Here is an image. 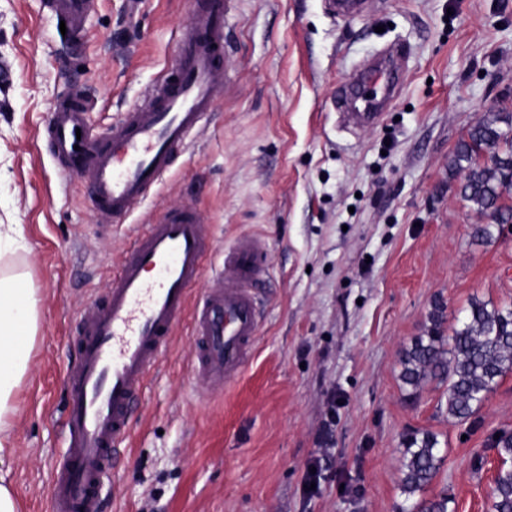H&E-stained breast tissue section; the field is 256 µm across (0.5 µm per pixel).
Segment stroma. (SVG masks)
Returning a JSON list of instances; mask_svg holds the SVG:
<instances>
[{
    "instance_id": "1",
    "label": "stroma",
    "mask_w": 512,
    "mask_h": 512,
    "mask_svg": "<svg viewBox=\"0 0 512 512\" xmlns=\"http://www.w3.org/2000/svg\"><path fill=\"white\" fill-rule=\"evenodd\" d=\"M204 2L93 0L76 34L47 0H0V65L14 72L0 83V224L22 235L0 265L40 298L10 427L20 512H48L84 310L105 303L137 226L182 206L204 217L213 267L237 239L263 240L261 326L240 377L219 387L194 375L198 342L180 320L129 408L99 512H399L416 429L444 449L431 494H448L449 512H487L512 372L464 424L449 421L445 387L415 392L400 373L435 301L449 332L472 299L512 303V232L474 241L482 218L448 169L486 108L512 110V0H367L346 17L330 0H231L214 111L146 200L102 226L89 177H63L40 133L74 95L89 129L110 133ZM389 47L400 89L377 124L353 125L336 94Z\"/></svg>"
}]
</instances>
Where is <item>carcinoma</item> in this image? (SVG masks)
Masks as SVG:
<instances>
[{
	"instance_id": "obj_1",
	"label": "carcinoma",
	"mask_w": 512,
	"mask_h": 512,
	"mask_svg": "<svg viewBox=\"0 0 512 512\" xmlns=\"http://www.w3.org/2000/svg\"><path fill=\"white\" fill-rule=\"evenodd\" d=\"M448 169L459 183L457 195L484 220L471 227L477 242H490L512 224V113L487 109L470 126L456 146ZM427 335L403 350L400 375L404 385L416 390L427 383L447 387L448 419L463 423L512 371V306L488 308L474 299L460 327L445 335L444 306L436 303ZM500 465L494 480L488 512H512V434L496 441ZM438 434L424 429L405 441L400 478L407 497L422 493L433 483L444 463ZM446 494L421 497L400 512H448Z\"/></svg>"
}]
</instances>
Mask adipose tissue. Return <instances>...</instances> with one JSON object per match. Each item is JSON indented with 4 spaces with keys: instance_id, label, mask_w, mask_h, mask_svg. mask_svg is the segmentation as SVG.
Returning a JSON list of instances; mask_svg holds the SVG:
<instances>
[{
    "instance_id": "1",
    "label": "adipose tissue",
    "mask_w": 512,
    "mask_h": 512,
    "mask_svg": "<svg viewBox=\"0 0 512 512\" xmlns=\"http://www.w3.org/2000/svg\"><path fill=\"white\" fill-rule=\"evenodd\" d=\"M38 330V298L12 276L0 275V459L9 443L15 394L30 369V352Z\"/></svg>"
}]
</instances>
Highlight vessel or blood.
<instances>
[{
    "mask_svg": "<svg viewBox=\"0 0 512 512\" xmlns=\"http://www.w3.org/2000/svg\"><path fill=\"white\" fill-rule=\"evenodd\" d=\"M50 10L82 30L89 0H49ZM225 0H209L181 37L182 49L149 101L124 113L110 136L91 135L79 98L61 102L46 134L70 175L91 169V203L99 218L124 216L158 183L188 136L212 112L227 68ZM211 250L194 209L167 212L140 225L105 304L92 306L74 336L79 362L68 386L66 457L48 491L50 512H98L99 490L113 447L128 432V409L145 389L183 314L199 342L197 376L216 385L243 371L258 335L253 287L263 272L264 243L240 238L224 258V285L195 287Z\"/></svg>",
    "mask_w": 512,
    "mask_h": 512,
    "instance_id": "obj_1",
    "label": "vessel or blood"
}]
</instances>
